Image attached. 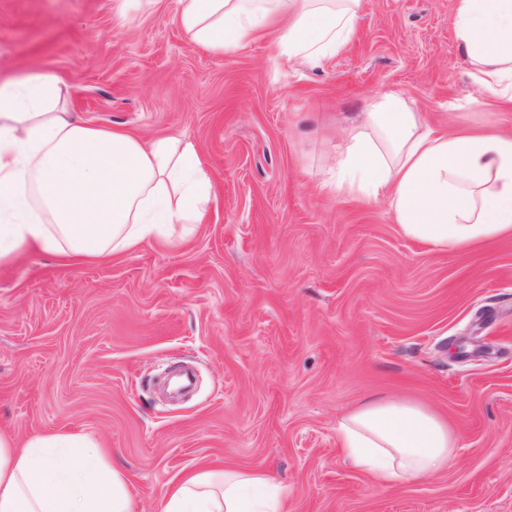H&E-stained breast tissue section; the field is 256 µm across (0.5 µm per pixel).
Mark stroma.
Masks as SVG:
<instances>
[{"instance_id":"35a3bbf8","label":"stroma","mask_w":512,"mask_h":512,"mask_svg":"<svg viewBox=\"0 0 512 512\" xmlns=\"http://www.w3.org/2000/svg\"><path fill=\"white\" fill-rule=\"evenodd\" d=\"M56 77L88 124L201 151L185 241L62 266L0 265V431L110 449L137 512L211 467L264 471L284 512H512V237L441 256L386 204L321 188L320 156L372 97L431 123L512 129L477 102L453 0H362L352 41L294 67L271 38L189 40L172 0H0V77ZM405 396L459 435L448 471L373 484L336 447L367 399Z\"/></svg>"}]
</instances>
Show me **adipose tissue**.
<instances>
[{
  "instance_id": "obj_1",
  "label": "adipose tissue",
  "mask_w": 512,
  "mask_h": 512,
  "mask_svg": "<svg viewBox=\"0 0 512 512\" xmlns=\"http://www.w3.org/2000/svg\"><path fill=\"white\" fill-rule=\"evenodd\" d=\"M361 0H175L189 39L216 53L271 36L310 67L352 39ZM454 30L480 97L512 104V0H454ZM323 187L386 202L403 234L447 255L512 236V132L433 128L398 94L372 100L325 151ZM212 183L196 144L89 125L54 77L0 78V264L35 248L71 264L170 245L203 222ZM343 459L382 487L447 471L458 437L411 400L362 403L336 423ZM265 472L200 469L160 512H283ZM0 512H135L126 474L81 433H0Z\"/></svg>"
}]
</instances>
